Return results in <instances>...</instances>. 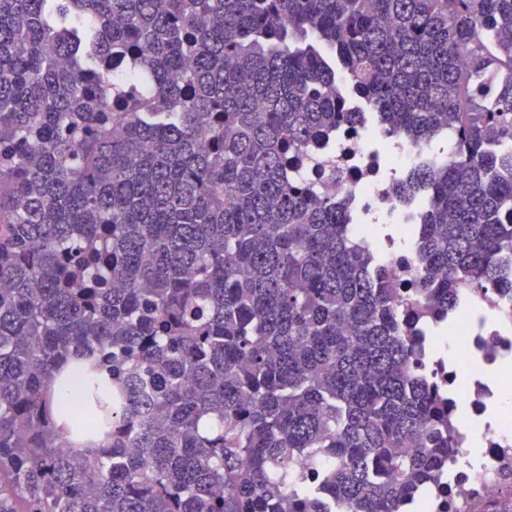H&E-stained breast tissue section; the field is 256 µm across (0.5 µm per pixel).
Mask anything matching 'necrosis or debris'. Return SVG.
Listing matches in <instances>:
<instances>
[{
    "mask_svg": "<svg viewBox=\"0 0 512 512\" xmlns=\"http://www.w3.org/2000/svg\"><path fill=\"white\" fill-rule=\"evenodd\" d=\"M331 156L349 168L356 183H326L337 198L351 197L358 215L352 237L373 249L393 281L417 272L412 249L416 207L390 193L393 180L427 162L450 160L449 148L414 144L406 138L363 127L333 141ZM462 302L451 325L428 334L432 363L455 357L447 381L467 411L455 425L457 448L446 471L419 501L418 512H512V393L505 374L512 368V296L460 289ZM480 456H471V447Z\"/></svg>",
    "mask_w": 512,
    "mask_h": 512,
    "instance_id": "4bbe7bcc",
    "label": "necrosis or debris"
}]
</instances>
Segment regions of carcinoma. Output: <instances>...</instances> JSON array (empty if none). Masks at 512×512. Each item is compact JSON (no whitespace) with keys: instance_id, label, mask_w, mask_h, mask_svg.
<instances>
[{"instance_id":"carcinoma-1","label":"carcinoma","mask_w":512,"mask_h":512,"mask_svg":"<svg viewBox=\"0 0 512 512\" xmlns=\"http://www.w3.org/2000/svg\"><path fill=\"white\" fill-rule=\"evenodd\" d=\"M368 111L454 150L393 182L405 311L294 175ZM504 138L512 0H0V512H403L456 447L417 330L512 292Z\"/></svg>"}]
</instances>
